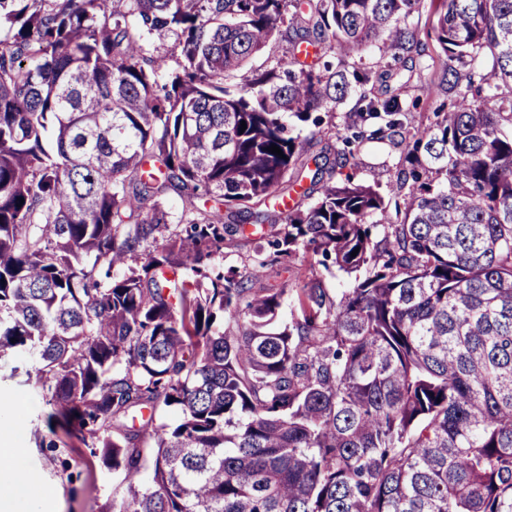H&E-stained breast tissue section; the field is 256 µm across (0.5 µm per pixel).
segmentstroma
Returning a JSON list of instances; mask_svg holds the SVG:
<instances>
[{
  "label": "stroma",
  "mask_w": 512,
  "mask_h": 512,
  "mask_svg": "<svg viewBox=\"0 0 512 512\" xmlns=\"http://www.w3.org/2000/svg\"><path fill=\"white\" fill-rule=\"evenodd\" d=\"M402 162L400 147L370 140L359 149L353 164L345 169L355 181L389 188ZM13 405L10 430L13 447L33 475V489L41 497L43 512H104L118 491L117 481L76 438L60 424H48V407L33 386L16 379L0 380V398ZM48 447H40V440Z\"/></svg>",
  "instance_id": "35a3bbf8"
}]
</instances>
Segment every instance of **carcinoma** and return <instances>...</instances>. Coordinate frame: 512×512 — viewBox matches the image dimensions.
Masks as SVG:
<instances>
[{"mask_svg": "<svg viewBox=\"0 0 512 512\" xmlns=\"http://www.w3.org/2000/svg\"><path fill=\"white\" fill-rule=\"evenodd\" d=\"M423 8L0 0V370L29 356L112 512H512V0H440L405 79ZM413 80L451 101L425 126ZM365 139L405 207L337 177ZM302 253L341 296L264 286ZM429 3L430 2H427L426 8L423 9L422 17L419 20L417 28V34L425 48V55L423 56L422 60L425 61L426 64H431L432 60L430 57H433L436 61V65L438 66V55L440 51L435 41L433 30V22L435 21L436 17L432 14L433 9L430 11ZM286 43L281 41L280 38L272 40L269 46L262 52L254 55L248 65L234 72V74L226 80L227 84L236 85L243 82V77L249 75L251 69H262L269 67L276 63V61L282 57Z\"/></svg>", "mask_w": 512, "mask_h": 512, "instance_id": "obj_1", "label": "carcinoma"}]
</instances>
